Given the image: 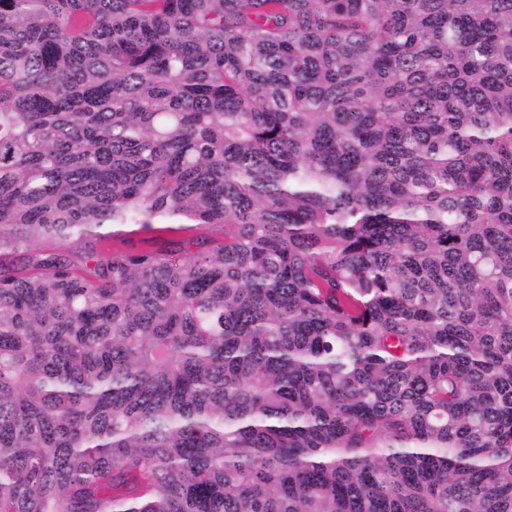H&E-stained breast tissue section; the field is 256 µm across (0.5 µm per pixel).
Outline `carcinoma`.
Masks as SVG:
<instances>
[{
  "mask_svg": "<svg viewBox=\"0 0 512 512\" xmlns=\"http://www.w3.org/2000/svg\"><path fill=\"white\" fill-rule=\"evenodd\" d=\"M0 512H512V0H0ZM181 224H153L151 230L139 234L125 237L124 239H102L96 242L86 244L87 247L94 246L102 253L109 252L112 248L122 250H139L152 246L156 249H162L169 245V243L182 241L184 239L193 238L202 234H207L214 238L222 237V228L220 227H196L193 224H188L192 227L191 231H169L168 227H179Z\"/></svg>",
  "mask_w": 512,
  "mask_h": 512,
  "instance_id": "carcinoma-1",
  "label": "carcinoma"
}]
</instances>
